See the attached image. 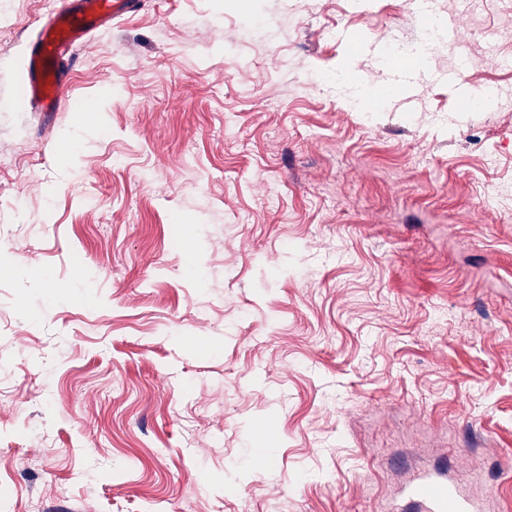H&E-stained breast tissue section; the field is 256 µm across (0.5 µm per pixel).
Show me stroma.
<instances>
[{"instance_id": "1", "label": "stroma", "mask_w": 512, "mask_h": 512, "mask_svg": "<svg viewBox=\"0 0 512 512\" xmlns=\"http://www.w3.org/2000/svg\"><path fill=\"white\" fill-rule=\"evenodd\" d=\"M56 2L0 0V512H512V0L364 109L404 0H144L45 114ZM336 87L348 88L351 91V101L357 105L364 106L375 97L373 88L366 82L355 80L348 68L341 69L336 74ZM411 510L424 512H470L469 503L457 494L450 484L429 483L411 494Z\"/></svg>"}]
</instances>
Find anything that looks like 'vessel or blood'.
Returning <instances> with one entry per match:
<instances>
[{
	"label": "vessel or blood",
	"mask_w": 512,
	"mask_h": 512,
	"mask_svg": "<svg viewBox=\"0 0 512 512\" xmlns=\"http://www.w3.org/2000/svg\"><path fill=\"white\" fill-rule=\"evenodd\" d=\"M134 8V0H59L25 44L23 87L28 104L41 112L63 109L69 98L71 49ZM411 497L415 512H470L469 503L448 484H426Z\"/></svg>",
	"instance_id": "b4317fda"
}]
</instances>
